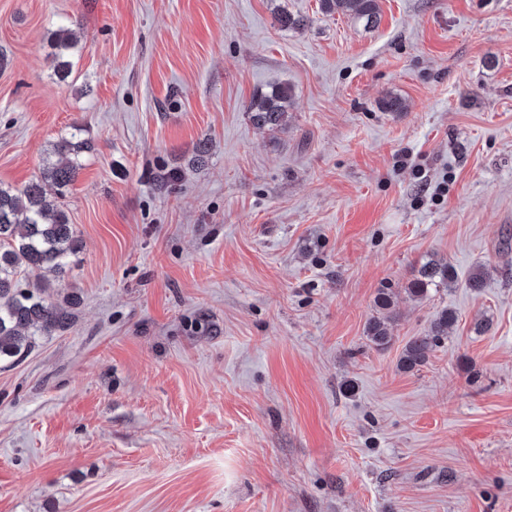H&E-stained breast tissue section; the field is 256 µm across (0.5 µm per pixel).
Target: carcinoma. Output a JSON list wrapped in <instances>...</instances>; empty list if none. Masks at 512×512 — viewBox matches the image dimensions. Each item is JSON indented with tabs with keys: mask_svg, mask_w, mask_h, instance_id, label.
I'll return each instance as SVG.
<instances>
[{
	"mask_svg": "<svg viewBox=\"0 0 512 512\" xmlns=\"http://www.w3.org/2000/svg\"><path fill=\"white\" fill-rule=\"evenodd\" d=\"M326 14L350 12L365 24L378 20V0H320ZM54 52V73L65 80L71 73V56L78 45L70 27L61 24L50 32ZM292 90L276 85L251 99L248 114L253 123L270 131L288 122ZM77 126L58 136L45 152L40 173L21 188L0 183V357H13L30 350L36 337L70 327L72 318L65 308L46 294L43 281L24 287L23 276L33 271L63 275L69 259L80 249L75 225L64 208L65 193L83 168V158L93 151L90 140L80 137ZM454 279L450 263L426 262L412 279L407 292L414 298L427 295L430 286L449 284ZM378 307L385 316L374 317L366 336L377 348L392 340L387 322L396 317L390 292L380 293ZM456 315L443 310L425 336L410 339L402 352L399 367L412 371L424 365L434 347L448 335Z\"/></svg>",
	"mask_w": 512,
	"mask_h": 512,
	"instance_id": "obj_1",
	"label": "carcinoma"
}]
</instances>
